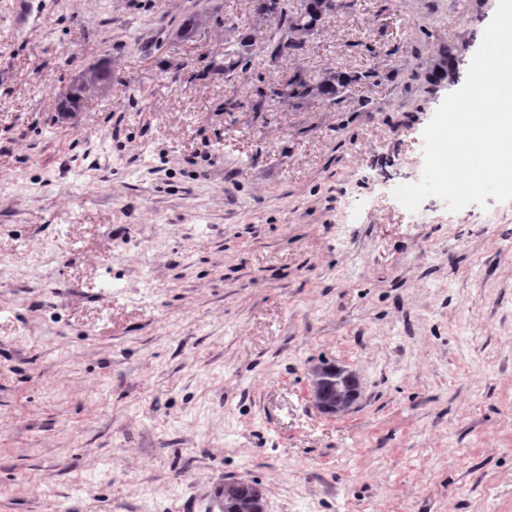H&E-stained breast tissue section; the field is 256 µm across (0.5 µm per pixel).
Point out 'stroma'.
I'll return each instance as SVG.
<instances>
[{
    "label": "stroma",
    "instance_id": "1",
    "mask_svg": "<svg viewBox=\"0 0 512 512\" xmlns=\"http://www.w3.org/2000/svg\"><path fill=\"white\" fill-rule=\"evenodd\" d=\"M497 6L338 0L228 81L253 0H0V512H512V201L394 195ZM358 80L357 75H348L346 73H339L330 75L317 82H312L302 77L300 74H295L286 82L288 90V100H306L318 98L319 100H332L335 101L336 97L343 93L346 88L353 82ZM359 395L360 383L354 372L330 364L312 370V399L323 413L347 414ZM219 486L215 490V501L218 512H257L248 511L260 506L261 501L257 495L254 485L245 482L224 483V501L221 494H218Z\"/></svg>",
    "mask_w": 512,
    "mask_h": 512
}]
</instances>
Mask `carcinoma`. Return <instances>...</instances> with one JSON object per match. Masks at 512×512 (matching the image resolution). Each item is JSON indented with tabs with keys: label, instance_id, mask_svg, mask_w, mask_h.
<instances>
[{
	"label": "carcinoma",
	"instance_id": "1",
	"mask_svg": "<svg viewBox=\"0 0 512 512\" xmlns=\"http://www.w3.org/2000/svg\"><path fill=\"white\" fill-rule=\"evenodd\" d=\"M270 7L265 15L274 22L265 44L253 42V36H247L248 44L224 45V76L237 77L246 73L250 58L258 52H264L272 62L286 54L299 51L304 42L297 41L300 29L311 28L316 31L325 22L336 7L329 6L324 0H302L298 11L288 10L286 0H268ZM360 79L358 75L339 73L330 75L317 82H312L300 74L289 78L286 85L288 99L336 100L353 82ZM360 395V383L357 375L336 365L324 364L312 370V399L324 413L344 415L348 413ZM254 485L245 482H228L224 484V512H248L260 506L256 498Z\"/></svg>",
	"mask_w": 512,
	"mask_h": 512
}]
</instances>
